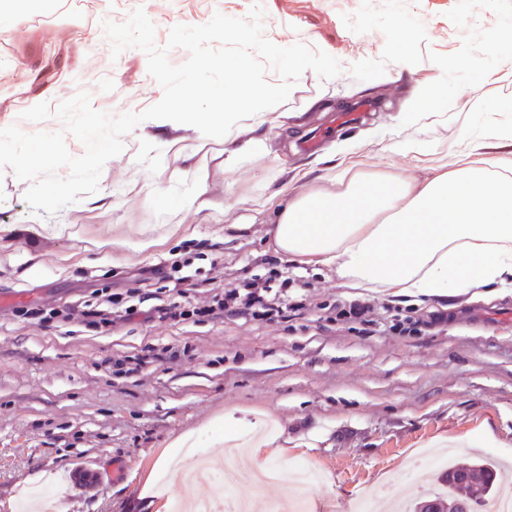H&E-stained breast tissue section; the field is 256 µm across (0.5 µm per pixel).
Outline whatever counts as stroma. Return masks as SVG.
<instances>
[{
  "instance_id": "obj_1",
  "label": "stroma",
  "mask_w": 512,
  "mask_h": 512,
  "mask_svg": "<svg viewBox=\"0 0 512 512\" xmlns=\"http://www.w3.org/2000/svg\"><path fill=\"white\" fill-rule=\"evenodd\" d=\"M256 0H51L45 14L0 28V128L57 132L54 116L21 114L87 92L94 108L118 115L159 102L162 87L137 48L112 57L102 24L143 8L165 45L179 24L214 14L247 17ZM264 35L287 47H326L342 65L330 80L305 71L285 111L267 113L262 153L244 136L208 141L185 125L145 120L104 165L95 194L57 214H34L27 182L0 170V512H174L194 496L184 475L209 465L204 500L223 498L219 478L232 459L210 462L219 430L263 421L281 425L283 453H262L278 480L251 487L288 506L292 466L321 476L303 488L308 512H392L425 490L410 477L435 437L469 441L512 461V294L470 288L438 298L353 288L335 268L289 263L307 307L280 323L217 317L203 322L137 318L112 330L71 317V309L120 293L150 308L156 270L191 261L184 300L196 303L239 277L263 273L273 256L271 206L353 167L420 180L441 171L490 100L512 104V71L486 79L512 43L489 45L482 30H512V0H257ZM446 93L428 104L444 120L422 132L421 154L406 153L399 124L405 101L445 59ZM319 110H307L310 100ZM240 150L235 167L224 155ZM208 170L199 192L197 166ZM153 240L146 252L141 240ZM410 306L448 315L423 335L333 320L336 303ZM58 310L42 322L24 310ZM190 432L192 448L172 442Z\"/></svg>"
}]
</instances>
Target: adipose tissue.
<instances>
[{"label":"adipose tissue","mask_w":512,"mask_h":512,"mask_svg":"<svg viewBox=\"0 0 512 512\" xmlns=\"http://www.w3.org/2000/svg\"><path fill=\"white\" fill-rule=\"evenodd\" d=\"M280 204L275 248L335 267L354 288L406 297L512 288V175L452 155L424 180L343 170Z\"/></svg>","instance_id":"adipose-tissue-1"}]
</instances>
